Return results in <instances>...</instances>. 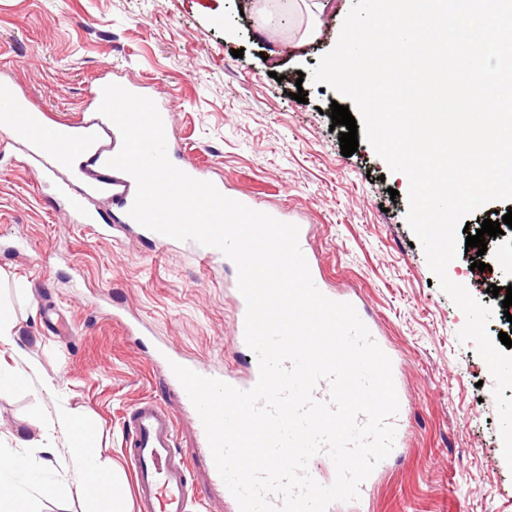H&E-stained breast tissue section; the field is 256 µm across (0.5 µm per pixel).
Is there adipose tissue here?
Listing matches in <instances>:
<instances>
[{"mask_svg": "<svg viewBox=\"0 0 512 512\" xmlns=\"http://www.w3.org/2000/svg\"><path fill=\"white\" fill-rule=\"evenodd\" d=\"M57 420L69 440L76 494L89 502L91 512H126L119 488L122 469L119 465L100 461L94 454L90 420L66 406L59 407Z\"/></svg>", "mask_w": 512, "mask_h": 512, "instance_id": "obj_1", "label": "adipose tissue"}]
</instances>
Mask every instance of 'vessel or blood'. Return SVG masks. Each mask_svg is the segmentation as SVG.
Returning a JSON list of instances; mask_svg holds the SVG:
<instances>
[{"label": "vessel or blood", "instance_id": "obj_1", "mask_svg": "<svg viewBox=\"0 0 512 512\" xmlns=\"http://www.w3.org/2000/svg\"><path fill=\"white\" fill-rule=\"evenodd\" d=\"M102 84L85 91L95 111L90 119L55 126L44 124L40 113L21 101L10 85L0 86V137L23 145L28 169L54 182L71 221L103 236L107 225L93 207L98 198L110 199L122 224L131 223L136 182L129 174L110 168L108 159L121 148L117 127L96 107ZM325 296L353 304L380 348L388 343L358 297L325 289ZM126 451L134 478L139 512H193L201 494L189 482V464L177 456V421L162 403L151 397L135 402L128 412Z\"/></svg>", "mask_w": 512, "mask_h": 512}]
</instances>
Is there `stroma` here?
I'll use <instances>...</instances> for the list:
<instances>
[{
    "mask_svg": "<svg viewBox=\"0 0 512 512\" xmlns=\"http://www.w3.org/2000/svg\"><path fill=\"white\" fill-rule=\"evenodd\" d=\"M330 2L318 35L296 48L299 22L277 39L257 25L256 8L269 0H0V73L51 125L81 117L87 83L122 74L166 104L188 164L256 210L310 226L323 279L357 289L402 362L408 447L388 462L365 512H512L493 379L474 344L459 342L465 317L413 242L406 180L368 143L343 156L329 112L336 92L298 78L335 46L354 0ZM299 89L306 102L293 99ZM114 225L100 238L69 223L37 175L0 159V301L18 316L23 363L38 370L23 385L0 384V448L27 430L56 450L45 469L29 449L32 474L11 475L5 490L72 479L53 422L61 404L93 422L101 460L125 463L127 410L144 395L174 413L189 480L209 483L212 462L150 360L166 343L216 374L246 376L234 338L235 271L220 261L203 267L185 242L160 249L137 225ZM447 273L491 306L487 283L512 280L472 269L465 251ZM116 309L149 323L152 335L127 332ZM56 315L71 320V336H55ZM46 382L56 391L44 392Z\"/></svg>",
    "mask_w": 512,
    "mask_h": 512,
    "instance_id": "35a3bbf8",
    "label": "stroma"
}]
</instances>
